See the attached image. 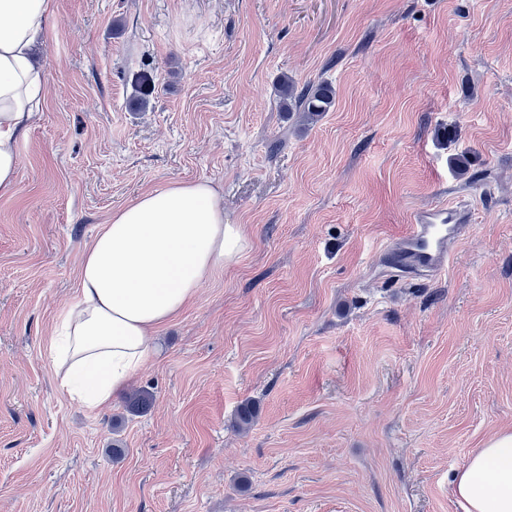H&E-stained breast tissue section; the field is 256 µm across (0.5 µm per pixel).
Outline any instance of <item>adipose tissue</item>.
Wrapping results in <instances>:
<instances>
[{"instance_id": "adipose-tissue-1", "label": "adipose tissue", "mask_w": 512, "mask_h": 512, "mask_svg": "<svg viewBox=\"0 0 512 512\" xmlns=\"http://www.w3.org/2000/svg\"><path fill=\"white\" fill-rule=\"evenodd\" d=\"M54 0H0V195L17 186L18 144L45 74L33 53ZM245 247L207 180L176 182L113 211L85 248L74 302L47 345L61 390L94 410L157 355L155 336L202 282ZM464 512H512V430L488 439L454 475Z\"/></svg>"}]
</instances>
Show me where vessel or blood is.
I'll list each match as a JSON object with an SVG mask.
<instances>
[{"label":"vessel or blood","mask_w":512,"mask_h":512,"mask_svg":"<svg viewBox=\"0 0 512 512\" xmlns=\"http://www.w3.org/2000/svg\"><path fill=\"white\" fill-rule=\"evenodd\" d=\"M468 220V214L453 205L420 210L406 231L385 245L384 254L392 266L407 273H444L454 246L468 230Z\"/></svg>","instance_id":"obj_1"}]
</instances>
